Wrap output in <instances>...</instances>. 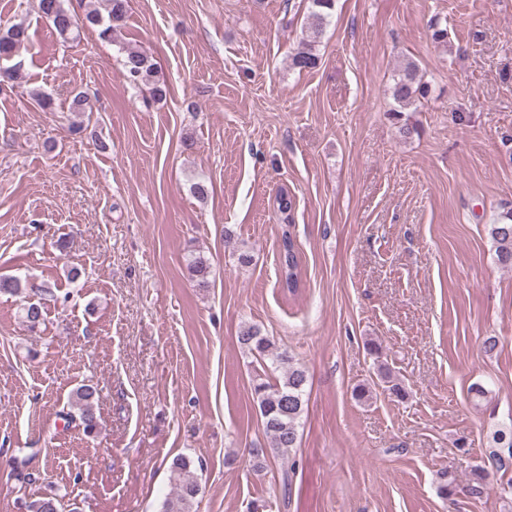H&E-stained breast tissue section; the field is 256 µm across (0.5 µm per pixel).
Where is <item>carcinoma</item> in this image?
Segmentation results:
<instances>
[{
  "label": "carcinoma",
  "mask_w": 512,
  "mask_h": 512,
  "mask_svg": "<svg viewBox=\"0 0 512 512\" xmlns=\"http://www.w3.org/2000/svg\"><path fill=\"white\" fill-rule=\"evenodd\" d=\"M106 14L97 9L87 11L79 17L63 5V0H40L42 16L49 19L51 28L63 40H73L82 26H100L102 34L110 36L121 28L126 19V0H106ZM335 0H308V26L301 47L292 56L291 65L300 71L314 69L319 64L315 47L320 43L330 24ZM28 38L27 31L13 25L0 35V57L12 55ZM123 53V75L129 85L149 90L153 101L166 97L165 81L157 77L154 64L138 47L125 45ZM394 101L390 109L391 119L399 133L409 138L418 133L412 121L417 104L430 92L429 82L419 64L412 58L405 59L392 76L389 87ZM489 236L497 264L512 270V210L501 213L489 227ZM279 261L282 288L295 293L300 288V259L295 241L287 230L282 232L279 243ZM188 276L206 284L209 267L198 257L188 263ZM24 319L29 329L34 330L44 319L42 304L29 303L24 306ZM241 347L253 354L262 366L272 365L279 376L271 381L257 375L253 380L251 395L258 409L264 433L270 442V451L279 455L298 447L299 428L305 410V394L308 383L307 372L295 362L294 356L276 344L274 339L262 333L255 325L242 327L237 336ZM97 389L83 384L73 392V404L79 411L83 432L90 435L97 428L95 403ZM499 476L503 496H512V424L492 433L487 462L473 467L471 478L464 487L466 495L481 498L486 493L489 478ZM171 493L162 504V512H195L197 497L201 492L200 478L195 462L187 456H179L169 466ZM27 512H61V504L53 493H45L26 504Z\"/></svg>",
  "instance_id": "obj_1"
}]
</instances>
